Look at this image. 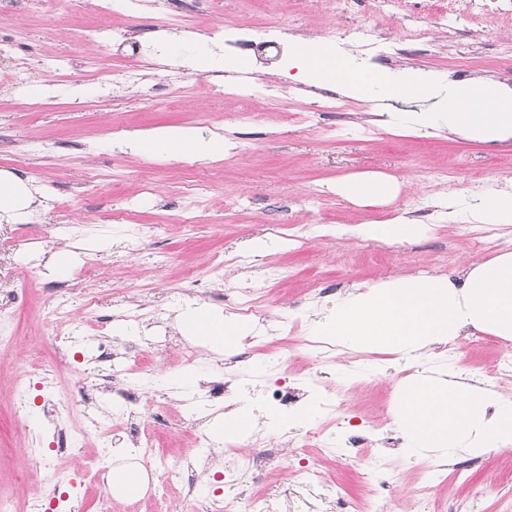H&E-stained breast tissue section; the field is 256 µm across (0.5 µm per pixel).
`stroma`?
Listing matches in <instances>:
<instances>
[{"instance_id":"1","label":"stroma","mask_w":512,"mask_h":512,"mask_svg":"<svg viewBox=\"0 0 512 512\" xmlns=\"http://www.w3.org/2000/svg\"><path fill=\"white\" fill-rule=\"evenodd\" d=\"M96 10H61L48 15L18 0L16 16L0 21V169L34 179L40 189L38 213L21 224L0 223V336L15 337L0 348V496L14 500L16 512H193L198 501L220 499L223 512H366V477L377 457L389 455L405 481L388 491L384 512H437L439 499L456 494L453 485L415 492L416 473L433 458L411 456L403 432L393 424L373 429L374 407L393 400L407 371L390 353L341 349L331 365L315 364L304 347L312 336L314 313L331 307L355 285L424 273L457 276L464 268L512 251V226L491 230L493 241L472 247L461 223L427 215L428 232L413 241L386 244L336 228L386 220L398 211L415 212L437 197L473 201L477 191L512 180V139L484 144L452 134L401 135L372 124V103L340 96L332 86L312 88L288 76V58L268 52L239 68L240 80L271 82L278 98L243 102L233 84L218 83L214 72L197 69L200 52L231 60L225 48L242 23L321 41H346L358 57L382 68H419L458 77L466 63L469 79L512 87V0H200L197 11L173 25L153 0H95ZM110 21L119 35L88 73L68 45L84 27ZM375 29L362 44L351 30ZM431 33L430 44L410 39L411 31ZM191 35L192 43L171 54L166 34ZM139 61L142 83L114 98L103 76L117 57ZM44 81L45 112L29 108L28 86L7 83L16 68ZM340 98L344 109L322 112L325 97ZM300 113L303 125L288 123ZM186 127L203 134L231 133L236 146L216 160L145 157L122 147L141 130ZM97 172L98 185L87 182ZM358 172L394 177L398 192L388 202L359 205L338 195V178ZM150 183L151 193L141 191ZM277 226L280 245L266 255L241 261L237 251L250 238ZM124 239L104 244L113 227ZM82 241L76 268L62 279L49 275V251ZM220 274H212L213 266ZM250 292L261 309L256 331L224 354L182 336L175 311L186 300L235 312V296ZM138 313L131 334L113 335V322ZM74 337L58 351L56 340ZM111 337L117 359L108 367L97 359L102 337ZM258 348L243 360L248 348ZM512 341L475 332L444 347L456 370L483 380L486 365ZM148 354L154 385L144 394L137 422L150 432L156 456L180 466L186 477L169 481L150 472L162 488L156 498L116 501L94 475L110 465L97 437L80 441L68 455L50 448L55 425L42 411L45 392L68 404L70 427L85 418L76 401L79 386L96 387L103 375L131 381L135 355ZM386 367L385 375L361 377L354 365ZM196 369L189 389L174 377ZM319 376L322 391H341L337 423L320 415L322 432L314 448H292L289 433L260 427L269 459L238 476L225 491L223 452L200 453L192 442L207 433L211 419L251 403L264 408L265 384L286 378L304 387ZM223 379L234 396L209 402L200 417L189 406L207 382ZM17 381L29 382L26 401L12 394ZM360 416L371 427L370 448L339 459L330 448L343 441V425ZM43 448L40 468L67 475L25 489L12 482L26 465L27 448ZM474 471L470 512H512V450L489 449L466 455Z\"/></svg>"}]
</instances>
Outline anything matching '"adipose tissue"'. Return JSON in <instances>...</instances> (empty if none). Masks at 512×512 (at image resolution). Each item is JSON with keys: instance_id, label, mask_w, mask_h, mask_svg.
<instances>
[{"instance_id": "1", "label": "adipose tissue", "mask_w": 512, "mask_h": 512, "mask_svg": "<svg viewBox=\"0 0 512 512\" xmlns=\"http://www.w3.org/2000/svg\"><path fill=\"white\" fill-rule=\"evenodd\" d=\"M289 66L299 81L333 83L346 96L373 101L378 122L386 129L417 136L448 131L477 142L512 139V88L489 82H459L421 69L379 71L347 52L341 43L299 39L293 42ZM436 99L425 112H392L400 99ZM136 152L198 159L222 157L234 142L191 129L163 128L137 132L125 141ZM336 191L355 203H380L394 196L393 178L356 173L336 183ZM37 188L0 171V222L30 220ZM445 218L471 224H512V186L498 188L475 203L444 201ZM426 225L400 213L382 222L354 225V236L398 242L425 234ZM183 335L206 340L224 351L253 331L251 323L189 303L178 314ZM324 340L371 352H390L412 366L398 391L397 423L408 437L411 454L430 453L443 461L487 448L512 445V403L496 404L479 385L463 378L432 351L470 329L512 340V252L472 266L459 279L422 275L355 288L314 322Z\"/></svg>"}]
</instances>
